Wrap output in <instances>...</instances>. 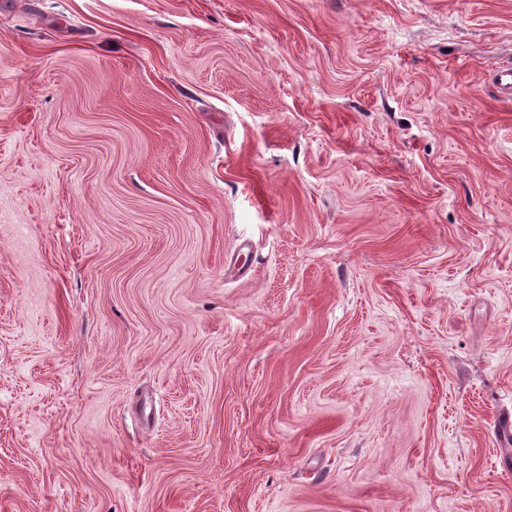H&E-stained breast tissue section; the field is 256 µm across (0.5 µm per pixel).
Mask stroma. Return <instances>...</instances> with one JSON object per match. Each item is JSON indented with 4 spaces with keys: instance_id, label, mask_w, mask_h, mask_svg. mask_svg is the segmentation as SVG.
<instances>
[{
    "instance_id": "1",
    "label": "stroma",
    "mask_w": 512,
    "mask_h": 512,
    "mask_svg": "<svg viewBox=\"0 0 512 512\" xmlns=\"http://www.w3.org/2000/svg\"><path fill=\"white\" fill-rule=\"evenodd\" d=\"M510 63L512 0H0V512H512Z\"/></svg>"
}]
</instances>
